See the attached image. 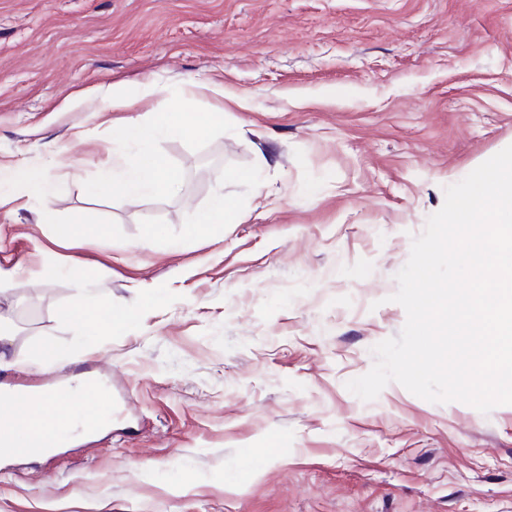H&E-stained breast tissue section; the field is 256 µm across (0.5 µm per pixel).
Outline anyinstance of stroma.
<instances>
[{
	"label": "stroma",
	"instance_id": "35a3bbf8",
	"mask_svg": "<svg viewBox=\"0 0 512 512\" xmlns=\"http://www.w3.org/2000/svg\"><path fill=\"white\" fill-rule=\"evenodd\" d=\"M111 86L128 105L104 109ZM212 112L152 144L176 193H88L126 122ZM510 145L512 0H0V163L48 170L78 225L0 196V269L26 270L0 293L21 364L0 398L101 370L125 411L1 462L0 512H512V405L346 388L405 323L395 275L445 187ZM218 191L239 219L188 234ZM48 259L116 323L37 371L42 341L75 343Z\"/></svg>",
	"mask_w": 512,
	"mask_h": 512
}]
</instances>
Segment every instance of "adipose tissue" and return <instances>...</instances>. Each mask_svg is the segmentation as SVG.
Segmentation results:
<instances>
[{"label": "adipose tissue", "mask_w": 512, "mask_h": 512, "mask_svg": "<svg viewBox=\"0 0 512 512\" xmlns=\"http://www.w3.org/2000/svg\"><path fill=\"white\" fill-rule=\"evenodd\" d=\"M208 123L189 121L183 118L162 123L145 124L136 120L128 122L121 130L123 141L139 144L140 152L132 156L121 155L114 159L112 166L102 168L98 179L89 186L88 191L95 196H113L134 201L148 195H165L175 190L176 182L170 175L169 164L160 154L148 150L152 140L173 134H205ZM7 186L22 187L25 194L33 199L46 200L55 191V182L43 169H31L23 165H0V189ZM72 286L80 300L85 301L86 312L96 314L95 323L76 320L77 335L84 336L94 331L102 334L112 329L111 301L90 300L89 280L81 274L71 276ZM51 401L50 394L39 390L32 391L29 402L34 409L40 410L37 419L19 421L13 407V398L0 401V446L11 449L13 455L28 454L26 444L29 430H47L56 426L57 416L43 414L42 409Z\"/></svg>", "instance_id": "adipose-tissue-1"}]
</instances>
